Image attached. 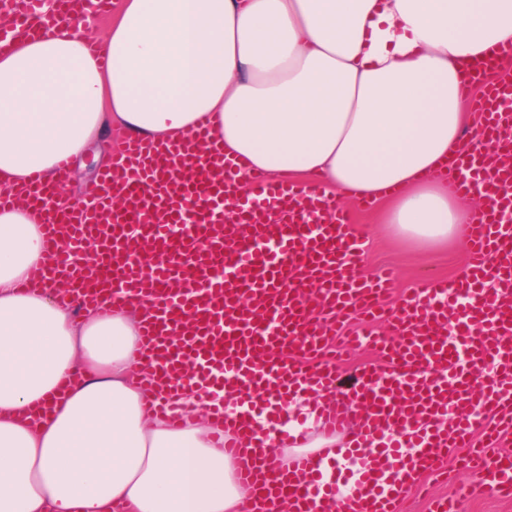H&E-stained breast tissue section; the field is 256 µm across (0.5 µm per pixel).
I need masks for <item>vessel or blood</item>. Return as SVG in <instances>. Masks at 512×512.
Wrapping results in <instances>:
<instances>
[{
  "label": "vessel or blood",
  "instance_id": "obj_1",
  "mask_svg": "<svg viewBox=\"0 0 512 512\" xmlns=\"http://www.w3.org/2000/svg\"><path fill=\"white\" fill-rule=\"evenodd\" d=\"M111 6L61 0L46 16L42 0H0V13L16 19L10 37L26 38ZM511 97V84H484L473 102L481 123L472 146L451 164L449 191L486 200L461 227L464 271L402 296L394 337L350 338L372 343L387 366L360 369L344 394L324 355L343 316H380L391 275H359L363 242L322 183L257 172L250 200H241L243 163L207 126L186 141H125L84 205L64 204L62 176L29 188L54 246L42 275H65L85 308L152 302L140 325L142 355L169 386L234 394L211 415L252 490L273 484L299 512H353L354 489L370 482L394 506L409 461L434 472L449 449L464 448L463 465L481 472L486 492L511 498L512 455L487 454L512 432V163L498 162L512 156V114L501 109ZM216 165L223 179L211 178ZM304 392L329 396L321 419L330 431L356 425L344 464L321 448L300 453L293 474L250 457L265 445L256 427L265 394L286 405Z\"/></svg>",
  "mask_w": 512,
  "mask_h": 512
}]
</instances>
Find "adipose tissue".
<instances>
[{
  "label": "adipose tissue",
  "instance_id": "1",
  "mask_svg": "<svg viewBox=\"0 0 512 512\" xmlns=\"http://www.w3.org/2000/svg\"><path fill=\"white\" fill-rule=\"evenodd\" d=\"M512 0H121L35 40L0 43V187L52 182L112 128L155 141L208 123L249 173L314 177L337 205L380 198L407 243L446 245L471 216L437 179L476 126L461 91L511 59ZM27 202L0 209V512H242L210 398L189 422L154 411L140 353L149 307L82 310L40 270L50 247ZM305 445L332 448L306 401Z\"/></svg>",
  "mask_w": 512,
  "mask_h": 512
}]
</instances>
